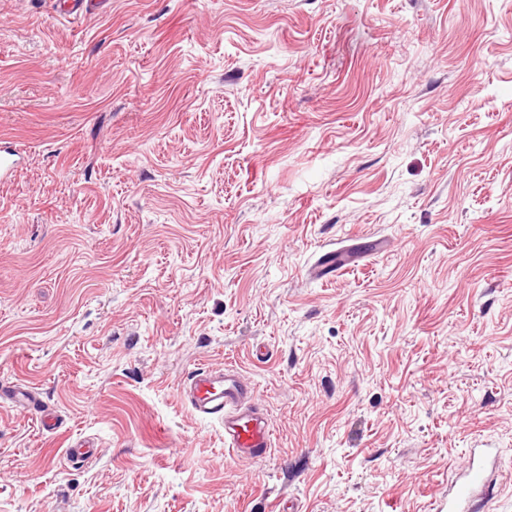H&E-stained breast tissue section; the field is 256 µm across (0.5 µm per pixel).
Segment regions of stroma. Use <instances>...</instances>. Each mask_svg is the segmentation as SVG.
<instances>
[{"label":"stroma","mask_w":512,"mask_h":512,"mask_svg":"<svg viewBox=\"0 0 512 512\" xmlns=\"http://www.w3.org/2000/svg\"><path fill=\"white\" fill-rule=\"evenodd\" d=\"M0 136V386L60 422L0 402V512H448L470 448L512 512V0H0ZM181 399L198 416L224 426V449L237 461H254L272 448L273 430L255 387L236 369L200 367L184 378Z\"/></svg>","instance_id":"stroma-1"}]
</instances>
